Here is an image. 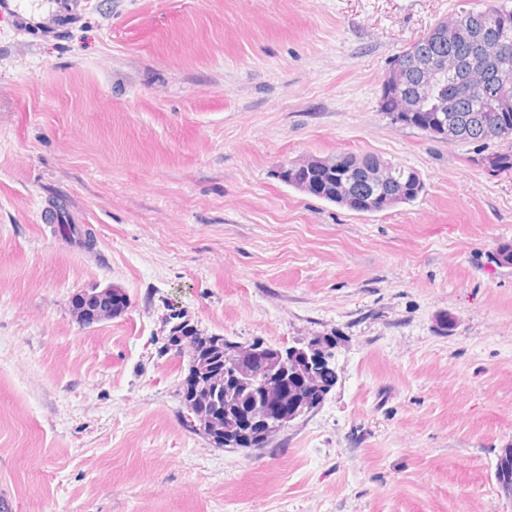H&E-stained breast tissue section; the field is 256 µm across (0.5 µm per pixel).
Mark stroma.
Instances as JSON below:
<instances>
[{"instance_id": "1", "label": "stroma", "mask_w": 512, "mask_h": 512, "mask_svg": "<svg viewBox=\"0 0 512 512\" xmlns=\"http://www.w3.org/2000/svg\"><path fill=\"white\" fill-rule=\"evenodd\" d=\"M472 3L0 7V512H512V267L490 260L512 172L379 103L391 58ZM343 152L425 191L359 214L277 176ZM109 285L127 308L81 324ZM178 311L242 343L335 337L338 381L272 446L224 450L186 423ZM495 478L502 491L512 494V448H505L497 459L495 466Z\"/></svg>"}]
</instances>
